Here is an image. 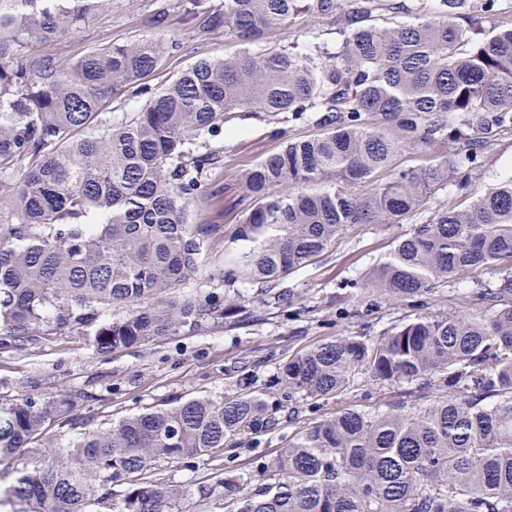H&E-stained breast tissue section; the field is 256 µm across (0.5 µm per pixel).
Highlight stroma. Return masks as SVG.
<instances>
[{
	"instance_id": "obj_1",
	"label": "stroma",
	"mask_w": 512,
	"mask_h": 512,
	"mask_svg": "<svg viewBox=\"0 0 512 512\" xmlns=\"http://www.w3.org/2000/svg\"><path fill=\"white\" fill-rule=\"evenodd\" d=\"M154 0H112L110 13L89 26L48 44V51L74 57L88 48L113 42L162 37L182 44L154 74L153 86L205 56L234 53L235 37L209 32L202 19L182 17L171 6L165 28L152 24ZM339 36L334 20L298 18L268 35V47L316 46L334 48ZM266 114L232 119L227 123L221 181L234 183L245 162H256L276 152L278 141L269 131ZM512 175V132L497 135L476 181L483 188ZM409 225V224H408ZM407 224H356L306 267L280 279L272 291L258 284L227 287L202 276L184 284L182 294L219 293L244 299L236 322L202 335L178 333L152 344L98 355L87 336L40 335L22 346L0 345V402L32 391L57 390L80 394L75 415L92 424L118 422L129 415L162 407L174 399L228 397L250 387L281 410L273 428L252 442L197 460L195 468L182 462L163 464L165 480L195 486L211 484L227 472L249 471L253 458L272 457L289 437L309 423L344 407L370 409L404 396L402 386L381 387L357 378L352 388L326 400L292 402L288 389L277 384L289 359L335 336H378L401 326L413 313L410 303L377 297L361 288L368 271L390 252Z\"/></svg>"
}]
</instances>
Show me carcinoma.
Instances as JSON below:
<instances>
[{"mask_svg": "<svg viewBox=\"0 0 512 512\" xmlns=\"http://www.w3.org/2000/svg\"><path fill=\"white\" fill-rule=\"evenodd\" d=\"M211 32L257 44L300 14L334 18L333 51L244 49L200 58L161 89L149 77L181 50L146 38L76 58L40 52L112 9V0H0V341L73 331L96 353L207 331L237 315L209 279L274 282L351 224H400L441 188L448 203L398 237L368 272L377 295L408 301L471 286L477 308L419 315L374 340L336 336L288 360L291 395L329 399L357 374L409 386L413 402L345 408L304 429L244 476L191 489L156 477L275 422L242 392L179 399L92 426L68 391L0 403V507L22 512H512V175L473 191L492 140L512 131V23L484 26L499 0H429L412 20L373 23L374 0H178ZM133 89L136 112L110 118ZM312 122L306 140L216 179L234 114ZM413 151L417 166L400 168ZM284 183L294 191L282 194ZM229 194L241 220L192 224L188 206ZM119 314L103 322V313ZM431 389L445 391L428 395ZM24 460L22 469L15 462Z\"/></svg>", "mask_w": 512, "mask_h": 512, "instance_id": "cac0c4a2", "label": "carcinoma"}]
</instances>
